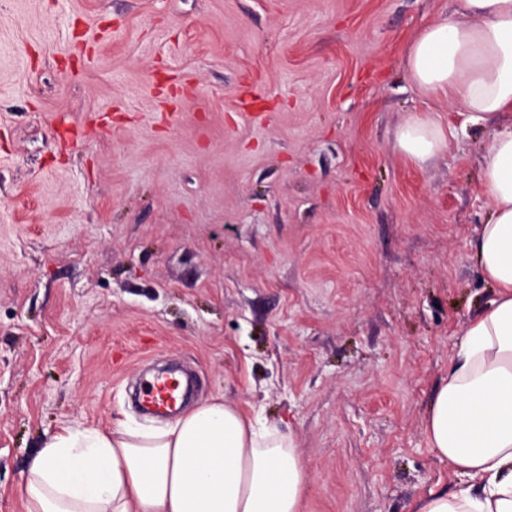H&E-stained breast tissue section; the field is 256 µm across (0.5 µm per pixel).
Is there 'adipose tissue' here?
<instances>
[{
	"label": "adipose tissue",
	"instance_id": "1",
	"mask_svg": "<svg viewBox=\"0 0 512 512\" xmlns=\"http://www.w3.org/2000/svg\"><path fill=\"white\" fill-rule=\"evenodd\" d=\"M458 3L409 43L404 69L472 124L499 122L480 171L489 217L473 242L496 294L467 323L425 420L438 460L466 481L428 492L416 512H512V0ZM396 142L421 163L446 135L414 116ZM309 481L290 434L213 398L161 428L62 426L30 459L23 497L25 512H302Z\"/></svg>",
	"mask_w": 512,
	"mask_h": 512
}]
</instances>
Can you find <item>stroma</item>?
<instances>
[{
  "label": "stroma",
  "instance_id": "35a3bbf8",
  "mask_svg": "<svg viewBox=\"0 0 512 512\" xmlns=\"http://www.w3.org/2000/svg\"><path fill=\"white\" fill-rule=\"evenodd\" d=\"M455 0H0V512L46 432L171 360L278 425L303 512H413L462 476L428 405L492 293L494 123L404 75ZM439 122L425 163L396 133Z\"/></svg>",
  "mask_w": 512,
  "mask_h": 512
}]
</instances>
